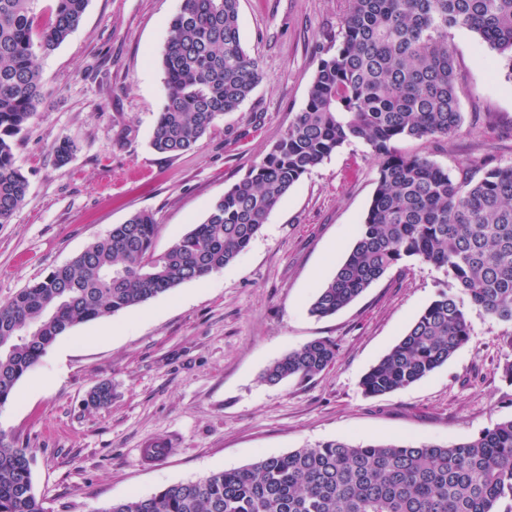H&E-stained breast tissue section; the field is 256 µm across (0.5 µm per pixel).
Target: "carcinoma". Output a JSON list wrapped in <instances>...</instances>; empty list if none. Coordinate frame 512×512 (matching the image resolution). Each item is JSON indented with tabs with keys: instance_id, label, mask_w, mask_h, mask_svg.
Segmentation results:
<instances>
[{
	"instance_id": "carcinoma-1",
	"label": "carcinoma",
	"mask_w": 512,
	"mask_h": 512,
	"mask_svg": "<svg viewBox=\"0 0 512 512\" xmlns=\"http://www.w3.org/2000/svg\"><path fill=\"white\" fill-rule=\"evenodd\" d=\"M0 0V224L25 204L28 180L15 164L17 136L44 98L37 54L55 50L79 25L89 0ZM479 36L512 80V0H348L336 50L324 52L283 136L208 215L164 254L157 222L139 211L68 263L0 302V406L56 339L75 326L137 307L230 265L288 191L344 144L361 142L377 161L376 187L357 235L310 313L327 318L395 267L430 265L471 306L512 325V166L454 175L402 140L435 141L463 123L452 33ZM164 100L151 146L177 156L262 79L242 46L239 0H183L160 51ZM68 139L55 144L70 161ZM471 336L464 305L441 292L362 377L365 395L405 389L448 360ZM336 359L314 339L273 362L262 380L309 381ZM112 402L98 386L88 408ZM0 512H45L34 493L31 456L0 431ZM103 512H512V419L441 446L354 445L330 440L269 456L196 481L168 485Z\"/></svg>"
}]
</instances>
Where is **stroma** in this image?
Returning a JSON list of instances; mask_svg holds the SVG:
<instances>
[{"label":"stroma","mask_w":512,"mask_h":512,"mask_svg":"<svg viewBox=\"0 0 512 512\" xmlns=\"http://www.w3.org/2000/svg\"><path fill=\"white\" fill-rule=\"evenodd\" d=\"M181 0H89L78 28L37 59L49 94L22 132L17 166L28 195L0 225V301L69 262L139 210L158 224L156 254L204 220L304 107L320 52L340 40L348 0H240L244 47L264 77L176 157L150 145L161 107L158 52ZM464 122L437 145L400 142L449 171L512 165V81L476 34H452ZM75 145L58 166L54 145ZM376 162L344 145L301 178L249 247L223 270L59 336L0 407V429L29 449L46 512H105L131 496L237 469L328 440L450 446L512 418L502 366L512 326L469 309L472 336L412 386L365 396L363 374L440 291L434 267L391 270L336 315L310 304L344 259L367 212ZM316 338L335 362L312 381L263 382L262 372ZM111 382L109 406L86 407ZM163 441L168 455L141 463Z\"/></svg>","instance_id":"obj_1"}]
</instances>
